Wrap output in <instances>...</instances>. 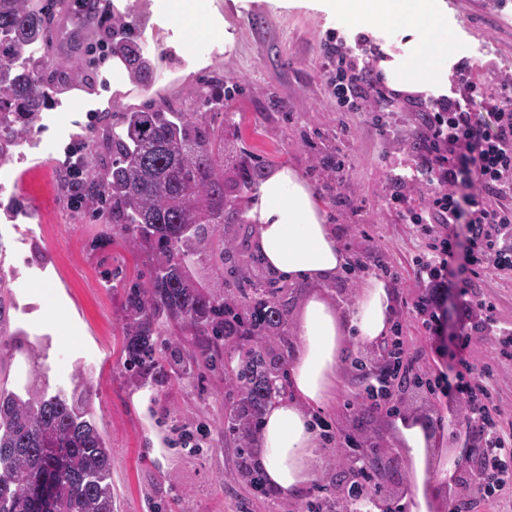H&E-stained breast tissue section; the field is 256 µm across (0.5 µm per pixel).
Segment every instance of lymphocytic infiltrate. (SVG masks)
<instances>
[{"instance_id":"lymphocytic-infiltrate-1","label":"lymphocytic infiltrate","mask_w":512,"mask_h":512,"mask_svg":"<svg viewBox=\"0 0 512 512\" xmlns=\"http://www.w3.org/2000/svg\"><path fill=\"white\" fill-rule=\"evenodd\" d=\"M381 54L379 45L364 37L352 47L337 39L323 56L327 68L336 71L340 106L371 111L375 127L383 132L393 116L382 108L389 92L372 64ZM469 71L468 60L458 61L451 75L454 89L422 103L424 135L412 149L414 159L408 172L396 176L384 202L386 209L400 212L429 239L426 250L415 259L427 291L403 304V313L415 314L431 334L440 333L438 291L454 285L461 321L454 347L463 351L474 337H492L499 361L508 363L512 361V327L497 322L494 304L475 292L473 280L488 272H512V80L504 79L500 93L489 98L469 80ZM415 193L420 202L412 207L408 201ZM454 226L465 235L470 275L452 283L448 260L457 246L450 232ZM401 331V322H394L393 335L384 342L381 372L361 371L359 399L396 414L391 399L406 382L463 403L464 445L478 463L470 470L465 497L452 502L450 512H469L476 500L511 503L512 432H504L493 413L492 386L467 364L451 380L414 371L399 338ZM362 452V442H347L344 454L357 470L350 484L332 498L333 512H353L354 505L378 488L372 471L359 463Z\"/></svg>"}]
</instances>
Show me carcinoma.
<instances>
[{"label":"carcinoma","instance_id":"cac0c4a2","mask_svg":"<svg viewBox=\"0 0 512 512\" xmlns=\"http://www.w3.org/2000/svg\"><path fill=\"white\" fill-rule=\"evenodd\" d=\"M55 2L62 0H0V162L34 130L48 85L90 80L49 69ZM139 27L115 10L107 43L146 90L156 68ZM195 94L214 109L224 106L217 84ZM100 130L104 159L80 161L79 180L65 187L77 203H105L97 220L150 255L148 283L124 285L127 367L163 385L224 364L234 392L224 408V440L236 445L240 482L269 495L254 443L267 405L288 385L293 291L280 278L254 273L258 258L243 198L265 166L237 160L224 124L171 102L104 114ZM203 264L219 272L222 287L210 290L193 279L191 268ZM170 325L194 336L195 356L175 346L156 356ZM111 471L112 453L81 401L44 392L24 398L0 388V512H113ZM47 479L52 488L42 499L35 488Z\"/></svg>","mask_w":512,"mask_h":512}]
</instances>
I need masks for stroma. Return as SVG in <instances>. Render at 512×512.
Returning <instances> with one entry per match:
<instances>
[{
  "mask_svg": "<svg viewBox=\"0 0 512 512\" xmlns=\"http://www.w3.org/2000/svg\"><path fill=\"white\" fill-rule=\"evenodd\" d=\"M446 24L434 33L408 29L404 23L378 28L349 22L320 7L318 0H214L224 20L220 34H179L183 54L164 47L152 20L151 0H121L120 11L143 13L144 37L155 60L150 89L133 88L126 100H113L124 112L147 101L179 100L190 112L203 111L191 95L198 83L220 79L224 109L232 120L224 137L248 157L267 167L294 168L318 195L329 223L336 228L344 254L381 257L396 274L391 303L415 300L421 293L414 256L426 240L382 205L391 176L411 159L410 143L422 129L410 96H394L397 122L380 134L368 113L339 108L322 70L323 45L332 33L366 35L380 41L385 55H411L430 41L446 44L448 54L437 66L444 79L426 91L446 90L448 73L461 58L470 59L471 78L486 93H497L501 77L512 75V0H445ZM209 57L208 66L184 74V54ZM99 111L70 97L63 88L50 90L34 131L15 149L5 166L10 182L0 192V231L10 232L0 249V290L11 301L10 331L41 348L39 374L52 394L71 395L78 375L93 385L91 412L112 452V496L115 512H299L309 491L284 497L253 495L236 476L237 455L224 440V406L233 391L223 372L192 380L172 379L165 387L130 372L123 354L125 294L122 280L146 276L149 255L121 237L97 242L99 225L74 212L62 191L73 161L95 145ZM341 154L347 165L343 184L326 177L321 161ZM363 277L338 272L318 289L340 310L356 303ZM313 285L295 284L294 309H301ZM401 338L407 353L424 372L446 370L433 336L421 320L406 318ZM469 363L491 367L495 405L504 429L512 430V365L500 364L495 346L475 340L463 353ZM370 361L369 346L355 343L342 357L336 398L312 409L325 418L335 435L364 437L385 464L382 499L403 508L413 504L414 460L405 448L397 419L423 425L432 461L425 482L438 486L440 461L460 460L459 438L465 414L423 388H411L399 399L398 417L364 404L348 406L359 389L352 360ZM150 390L140 408L141 390ZM174 446L166 460L152 455L155 430Z\"/></svg>",
  "mask_w": 512,
  "mask_h": 512,
  "instance_id": "1",
  "label": "stroma"
}]
</instances>
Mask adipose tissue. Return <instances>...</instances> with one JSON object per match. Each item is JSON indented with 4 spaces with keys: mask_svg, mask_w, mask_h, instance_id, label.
Here are the masks:
<instances>
[{
    "mask_svg": "<svg viewBox=\"0 0 512 512\" xmlns=\"http://www.w3.org/2000/svg\"><path fill=\"white\" fill-rule=\"evenodd\" d=\"M325 8L350 21L370 20L379 26L403 21L429 30L444 22L442 0H323ZM159 23L181 16L192 24L218 28L223 24L212 0H152ZM391 87L416 94L441 79L432 50L415 51L407 60L383 63ZM256 249L263 264L291 281L324 282L335 275L344 257L331 225L325 224L318 197L291 168L270 169L249 202ZM390 292L383 279L365 282L356 305L339 312L322 295L303 304L300 318L301 349L289 372L292 393L266 408L261 437V462L270 484L281 494L298 492L316 474L312 462L317 444L309 408L328 405L336 393V378L343 353L351 342L378 343L387 336Z\"/></svg>",
    "mask_w": 512,
    "mask_h": 512,
    "instance_id": "obj_1",
    "label": "adipose tissue"
}]
</instances>
